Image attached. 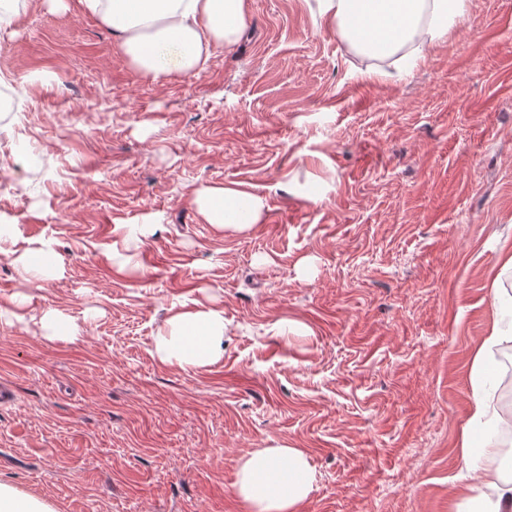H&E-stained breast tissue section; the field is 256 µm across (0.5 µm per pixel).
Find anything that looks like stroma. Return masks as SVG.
Returning <instances> with one entry per match:
<instances>
[{
  "label": "stroma",
  "instance_id": "obj_1",
  "mask_svg": "<svg viewBox=\"0 0 512 512\" xmlns=\"http://www.w3.org/2000/svg\"><path fill=\"white\" fill-rule=\"evenodd\" d=\"M247 6L232 49L162 82L77 8L13 0L0 25V483L51 512H244L241 459L280 445L315 472L301 512H456L473 357L512 291V0H466L401 76L305 0ZM205 185L264 196L262 224H208ZM43 246L64 273L26 277ZM201 303L223 358L160 364ZM17 262L25 272L53 269L56 273L61 274L64 271L61 260L50 249L29 250L20 255ZM39 325L47 336H74L77 333V326L73 321L53 310L42 314Z\"/></svg>",
  "mask_w": 512,
  "mask_h": 512
}]
</instances>
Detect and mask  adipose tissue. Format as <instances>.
<instances>
[{
	"instance_id": "ef3b65f1",
	"label": "adipose tissue",
	"mask_w": 512,
	"mask_h": 512,
	"mask_svg": "<svg viewBox=\"0 0 512 512\" xmlns=\"http://www.w3.org/2000/svg\"><path fill=\"white\" fill-rule=\"evenodd\" d=\"M81 12L110 28L128 61L161 81L205 68L216 46L233 47L248 20L246 0H76ZM320 25L337 32L357 52L398 56L401 70L417 66L425 48L443 41L465 15L464 0H313ZM194 201L207 223L246 232L263 220L264 197L230 186L196 190ZM496 322L474 356L482 368L487 349L512 335V295L494 291ZM169 333L158 337L161 364L204 368L224 354V313L196 307L173 314ZM501 418L476 389L461 432L460 460L476 473L475 485L458 496L474 512H512V472L495 464L491 429ZM315 474L299 448H259L238 467L235 493L246 512H298L312 492Z\"/></svg>"
}]
</instances>
